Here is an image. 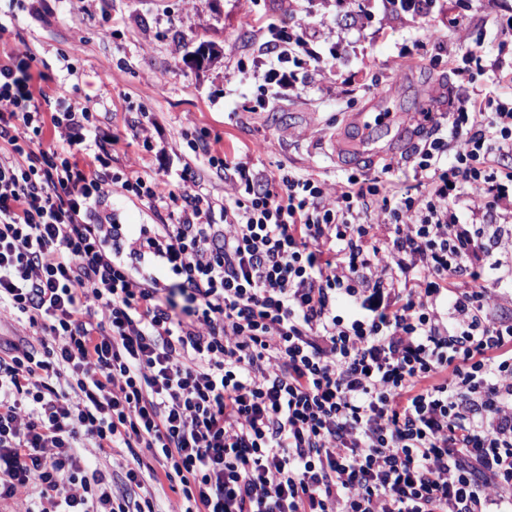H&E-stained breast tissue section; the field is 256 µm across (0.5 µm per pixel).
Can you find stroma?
<instances>
[{
  "label": "stroma",
  "instance_id": "1",
  "mask_svg": "<svg viewBox=\"0 0 512 512\" xmlns=\"http://www.w3.org/2000/svg\"><path fill=\"white\" fill-rule=\"evenodd\" d=\"M13 13L0 60L31 50L49 107L93 105L99 127L122 140L113 168L163 166L174 183L196 163L203 193L218 204L231 182L195 156L191 131L209 132L216 152L239 156L254 174L284 168L331 184L394 163L373 198L377 212L383 198L414 186L408 158L431 114L450 111L465 91L512 95L491 88L466 56L512 58V44L494 37L512 23V0H433L426 18L390 13L382 0H15ZM247 16L252 25H243ZM271 21L284 37L305 35L314 54L289 85L264 78L275 59L258 48ZM202 42L218 57L199 67L191 54ZM434 87L443 95L426 100ZM377 93L401 121L375 131L367 162L351 164L346 136ZM147 120L156 125L149 148L138 136Z\"/></svg>",
  "mask_w": 512,
  "mask_h": 512
}]
</instances>
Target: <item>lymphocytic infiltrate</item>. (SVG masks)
Returning <instances> with one entry per match:
<instances>
[{"label":"lymphocytic infiltrate","instance_id":"f902f5d3","mask_svg":"<svg viewBox=\"0 0 512 512\" xmlns=\"http://www.w3.org/2000/svg\"><path fill=\"white\" fill-rule=\"evenodd\" d=\"M34 63L0 62V310L40 331L0 338L1 502L157 512L164 481L183 512H512V102L460 95L375 218L380 176L255 177L201 132L244 185L217 207L191 165L113 171ZM115 185L164 222L101 218ZM85 448L126 449L121 478Z\"/></svg>","mask_w":512,"mask_h":512}]
</instances>
